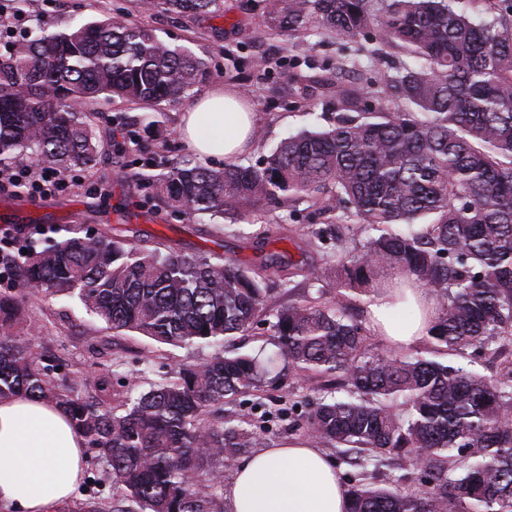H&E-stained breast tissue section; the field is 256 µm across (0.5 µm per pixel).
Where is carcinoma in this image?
Here are the masks:
<instances>
[{"instance_id":"carcinoma-1","label":"carcinoma","mask_w":512,"mask_h":512,"mask_svg":"<svg viewBox=\"0 0 512 512\" xmlns=\"http://www.w3.org/2000/svg\"><path fill=\"white\" fill-rule=\"evenodd\" d=\"M459 0H269L280 35L315 28L354 40L378 30L375 58L397 48L410 62L366 91L336 70L332 125L283 139L258 167L221 170L189 159L157 178L160 196L189 216L238 220L246 208L286 199L336 210L372 232L361 249L336 238L339 295L386 287L391 270L437 295L426 354L373 350L371 330L341 302H292L271 324L274 355L217 354L101 409L56 384L17 337L19 304L0 294V398L51 401L71 417L109 467L112 512H224L208 459L230 465L260 433L232 416L202 425L210 406L246 390L282 385L281 359L319 376L328 391L312 403V442L376 469L387 459L425 467L426 488L356 481L349 512H512V6L487 18ZM178 14H223L224 0H160ZM207 77L204 61L152 30L117 20L12 43L0 55V164L94 167L101 147L96 110L125 99L149 104L187 94ZM20 290L75 293L108 327L162 344L209 345L250 330L266 309L268 277L229 261L170 256L101 236H73L30 252L16 270ZM494 376L432 353L488 350ZM403 406L406 414L396 412ZM60 512H107L89 498Z\"/></svg>"}]
</instances>
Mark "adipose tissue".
I'll return each mask as SVG.
<instances>
[{
	"label": "adipose tissue",
	"instance_id": "obj_1",
	"mask_svg": "<svg viewBox=\"0 0 512 512\" xmlns=\"http://www.w3.org/2000/svg\"><path fill=\"white\" fill-rule=\"evenodd\" d=\"M255 117L243 98L217 87L181 115L180 134L196 154L237 162L250 147ZM413 312L395 317L398 306ZM367 323L391 349H406L429 334L435 308L429 288L404 289L402 302L375 294ZM85 443L64 410L28 396L0 398V506L14 512H54L74 496L85 475ZM348 496L321 448L295 440L263 448L240 464L226 494V512H347Z\"/></svg>",
	"mask_w": 512,
	"mask_h": 512
}]
</instances>
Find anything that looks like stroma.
Wrapping results in <instances>:
<instances>
[{
    "mask_svg": "<svg viewBox=\"0 0 512 512\" xmlns=\"http://www.w3.org/2000/svg\"><path fill=\"white\" fill-rule=\"evenodd\" d=\"M267 4L268 0H224L223 16L211 17L172 13L156 2L145 5L144 0H29L21 11L15 10L14 0H0V11L16 20L12 30L0 31V46L33 32H61L106 18L152 29L165 43L189 49L206 62L209 75L192 90V97L219 85L236 90L250 103L261 136L240 163L256 166L288 135L328 126L337 61L356 62L355 78L361 87L380 83L386 70L406 61L392 48L383 58H367L361 41L343 42L323 29L308 36L278 35L268 26ZM187 105L184 99L160 105L113 100L98 121L103 143L94 168L66 172L69 186L62 191L36 196L27 191L0 193V205L29 215L28 222L12 227L10 258L17 260L22 251L65 240L69 227L77 224L85 237L105 232L165 254L233 259L255 270L262 268L267 254L278 252L297 269L289 275L287 287L275 288L269 309L308 297L335 300L336 245L315 241L304 205L292 208L284 203L251 211L233 224H214L205 217L188 218L157 196L148 175L165 172L190 154L179 135ZM20 317L22 324L39 325V332L30 337L32 351L54 380L92 397L97 395L98 378L109 377L110 393L102 397L106 408L148 389L180 365L200 363L224 351L257 354L267 347L270 335L263 322L223 345L159 344L131 331H113L87 312L77 297L68 295L21 297ZM321 386V379L313 376H290L281 387L238 396L205 420L211 423L216 416L233 415L267 427L271 448L304 440L308 404L320 396ZM326 454L342 482L361 476L336 449L327 448ZM361 477L373 484L396 482L409 491L421 489L424 480L421 467L399 460ZM113 492L105 463L96 451H89L75 501L92 496L108 505Z\"/></svg>",
    "mask_w": 512,
    "mask_h": 512,
    "instance_id": "35a3bbf8",
    "label": "stroma"
}]
</instances>
